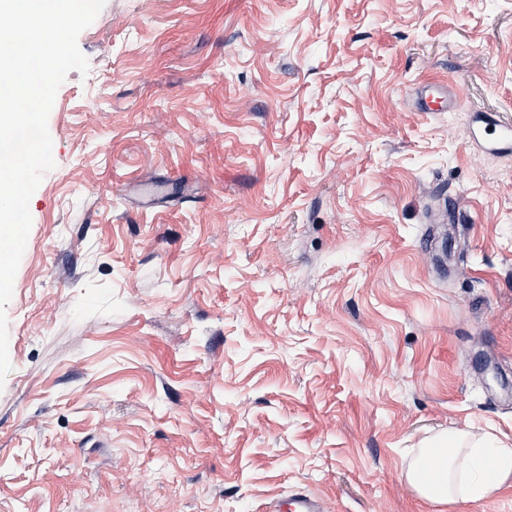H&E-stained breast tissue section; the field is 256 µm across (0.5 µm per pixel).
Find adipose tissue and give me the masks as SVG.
Masks as SVG:
<instances>
[{"mask_svg":"<svg viewBox=\"0 0 512 512\" xmlns=\"http://www.w3.org/2000/svg\"><path fill=\"white\" fill-rule=\"evenodd\" d=\"M406 482L433 505L479 503L499 495L512 480V447L488 436L438 435L414 449Z\"/></svg>","mask_w":512,"mask_h":512,"instance_id":"obj_1","label":"adipose tissue"}]
</instances>
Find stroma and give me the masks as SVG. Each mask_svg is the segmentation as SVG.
Listing matches in <instances>:
<instances>
[{
  "label": "stroma",
  "instance_id": "35a3bbf8",
  "mask_svg": "<svg viewBox=\"0 0 512 512\" xmlns=\"http://www.w3.org/2000/svg\"><path fill=\"white\" fill-rule=\"evenodd\" d=\"M5 307L0 512L436 506L512 443V0H106ZM450 88L453 111L420 112ZM420 447L413 449L404 478L432 505L480 503L497 497L512 479V448L495 437L455 431L427 439ZM427 463L432 465L429 477L424 474ZM273 507V512H325L323 502L319 498L304 492L291 494L284 504Z\"/></svg>",
  "mask_w": 512,
  "mask_h": 512
}]
</instances>
